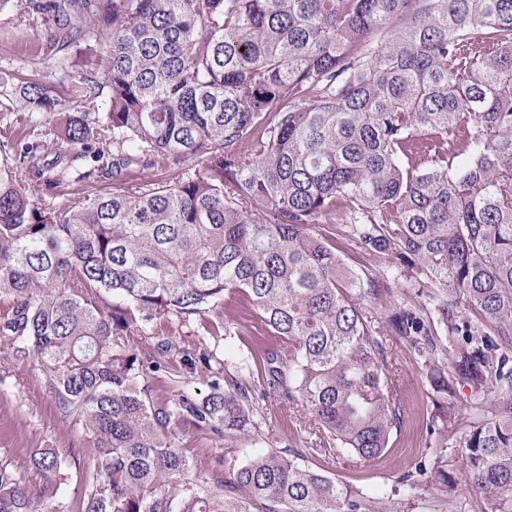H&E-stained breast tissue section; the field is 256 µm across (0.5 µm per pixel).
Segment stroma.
<instances>
[{
  "label": "stroma",
  "instance_id": "stroma-1",
  "mask_svg": "<svg viewBox=\"0 0 512 512\" xmlns=\"http://www.w3.org/2000/svg\"><path fill=\"white\" fill-rule=\"evenodd\" d=\"M10 17V10L0 11V70L22 60L26 63L23 79L52 83L55 65L37 51L40 33L11 22ZM315 229L335 244L337 253L352 269L366 268L396 278V287L369 303L367 311L371 316L381 319L393 307L417 303L418 288L411 271L391 259L361 251L346 235L343 224L319 223ZM388 351L397 369L406 412L400 430L391 436L386 454L368 465L356 459L328 457L306 458V465L347 488L359 500V512H487L484 497L465 483L449 490L427 482L416 487L401 483L403 473L421 465L433 467L440 459L460 465L458 451L449 447L448 441L460 439L465 430L469 392L461 390L457 397L449 399L454 419L448 428L436 435L428 434L425 421L430 388L423 363L399 337H389ZM258 406L261 428L249 440L220 448L202 433L191 431L183 436L184 448L206 468L218 456L226 464L238 467L273 445L281 449L302 447L306 432L273 391H266ZM82 444L81 431L57 413L52 390L40 367L33 362L12 363L6 348L0 347V462L10 463L26 478L30 475L26 467L30 449L48 445L67 449Z\"/></svg>",
  "mask_w": 512,
  "mask_h": 512
}]
</instances>
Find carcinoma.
Returning a JSON list of instances; mask_svg holds the SVG:
<instances>
[{
  "mask_svg": "<svg viewBox=\"0 0 512 512\" xmlns=\"http://www.w3.org/2000/svg\"><path fill=\"white\" fill-rule=\"evenodd\" d=\"M7 5L58 77L0 76V121L29 129L0 165V342L40 363L84 448L31 449L33 484L0 464V512H56L72 467L85 490L69 512H359L298 459L385 454L405 416L388 336L423 360L429 434L448 423L441 401L469 390L464 481L488 512H512V0ZM94 46L106 63L83 74L81 110L42 129ZM160 156L199 169L125 186ZM102 178L112 189L52 202ZM338 213L361 248L414 272L422 302L366 313L391 282L313 233ZM254 320L260 349L211 344ZM183 329L199 341L179 362L209 392L158 396ZM244 372L299 416L307 448L226 467L210 487L190 479L179 435L221 446L259 429Z\"/></svg>",
  "mask_w": 512,
  "mask_h": 512,
  "instance_id": "carcinoma-1",
  "label": "carcinoma"
}]
</instances>
